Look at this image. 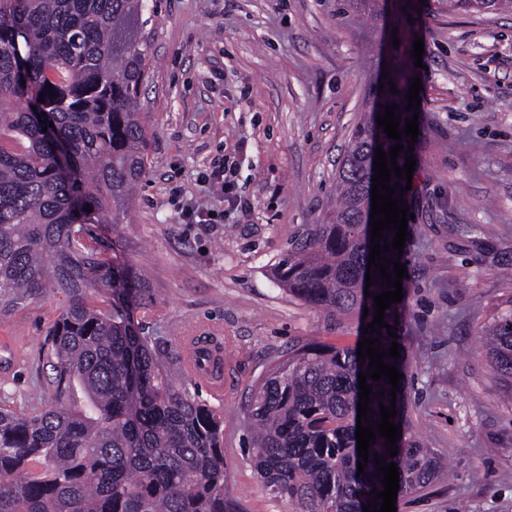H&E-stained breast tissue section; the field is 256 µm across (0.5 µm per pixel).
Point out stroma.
<instances>
[{"label": "stroma", "mask_w": 512, "mask_h": 512, "mask_svg": "<svg viewBox=\"0 0 512 512\" xmlns=\"http://www.w3.org/2000/svg\"><path fill=\"white\" fill-rule=\"evenodd\" d=\"M152 6L146 173L123 222L92 230L146 273L137 316L169 355L184 332L223 337L227 495L246 512H293L249 462L243 408L290 351L354 346L363 319L289 296L272 269L330 214L350 135L383 105L382 71L402 65L422 80L399 327L408 414L451 475L398 497L396 512H512V400L479 339L512 300V12L448 13L436 0H385L369 20L359 0ZM220 166L245 210L207 181ZM188 208L211 222L183 223ZM59 308L48 292L0 306V403L16 412L52 402L47 343Z\"/></svg>", "instance_id": "obj_1"}]
</instances>
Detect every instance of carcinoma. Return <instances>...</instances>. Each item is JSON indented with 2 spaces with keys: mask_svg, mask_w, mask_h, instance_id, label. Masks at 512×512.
Masks as SVG:
<instances>
[{
  "mask_svg": "<svg viewBox=\"0 0 512 512\" xmlns=\"http://www.w3.org/2000/svg\"><path fill=\"white\" fill-rule=\"evenodd\" d=\"M450 11L496 12L512 0H438ZM147 0H0V302L48 290L63 296L51 335L55 404L21 415L0 405V512H242L224 497V408L182 383L188 347L171 358L137 317L145 275L115 263L92 233L119 224L146 171L149 135L138 107L149 78ZM399 129L408 74L392 71ZM366 112L337 176L336 210L313 224L274 266L283 291L331 315L369 308L388 287L374 273L363 202L375 148L399 144ZM53 122L42 132L44 122ZM493 373L512 384V310L480 336ZM196 344L222 376L224 339ZM357 348L310 343L252 387L244 407L254 468L294 512H363L384 490L373 454L397 464L399 489L426 487L445 464L410 426L404 380L367 379L368 419L396 399L398 454L371 442L357 474ZM85 401L75 404L76 394ZM376 501V500H374ZM383 500L376 501L382 507Z\"/></svg>",
  "mask_w": 512,
  "mask_h": 512,
  "instance_id": "obj_1",
  "label": "carcinoma"
}]
</instances>
